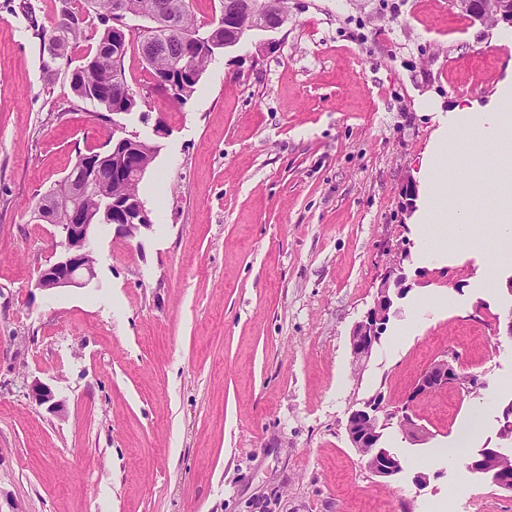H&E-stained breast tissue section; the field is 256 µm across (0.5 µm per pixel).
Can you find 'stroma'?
<instances>
[{
	"instance_id": "35a3bbf8",
	"label": "stroma",
	"mask_w": 512,
	"mask_h": 512,
	"mask_svg": "<svg viewBox=\"0 0 512 512\" xmlns=\"http://www.w3.org/2000/svg\"><path fill=\"white\" fill-rule=\"evenodd\" d=\"M66 7L77 0H0V512H432L444 499L512 512L467 467L499 446L512 403V337L497 327L512 269L493 245L420 265L411 233L436 127L420 104L493 100L512 82V28L450 0H288L281 29L218 50L183 104L152 93L129 47L139 101L119 120L157 148L139 185L152 225L130 239L101 227L96 278L46 292L51 227L33 211L112 135L70 86L94 39L42 69L34 31ZM397 264L405 290L356 364L352 330ZM482 266L497 272L472 288ZM451 349L485 388L410 399ZM35 379L63 415L30 402ZM376 395L425 430L385 429L402 465L388 482L346 431Z\"/></svg>"
}]
</instances>
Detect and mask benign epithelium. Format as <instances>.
I'll use <instances>...</instances> for the list:
<instances>
[{"mask_svg": "<svg viewBox=\"0 0 512 512\" xmlns=\"http://www.w3.org/2000/svg\"><path fill=\"white\" fill-rule=\"evenodd\" d=\"M231 5L236 13L248 10L254 15L255 30L273 32L284 26L278 16L276 0H231ZM453 5L471 12L477 20L491 16L495 21L512 27V0H454ZM111 141L126 147L124 152L112 156V169L132 183L140 182L148 171V167L140 160V151L145 147L154 154L156 146L140 139L136 134L128 133L123 124L115 119L112 120ZM102 160L103 152L100 150L85 155L81 170L86 179H97L103 168ZM104 211L109 225L115 226V233L119 236L133 238L141 230L151 227L149 211L137 194L120 200H108ZM51 226L55 229V236L59 238L56 246L60 251L54 260L47 261L39 269L35 286L43 291L87 286L96 277L94 239L99 225L88 221L80 197L76 195L61 213V221L53 222ZM403 281L404 276L396 267L389 268L380 276L374 305L366 318L356 324L350 338L356 363L365 361L380 340L393 305L392 292ZM460 376L458 355L452 351L445 353L417 379L409 401L412 402L440 387H457ZM26 387L28 398L36 405H45L49 412L57 415L64 411V402L56 399L47 384L34 379ZM394 422L411 439L418 438L423 433V428L402 407L387 410L380 404H367L361 409L351 411L347 421V435L351 446L358 451L364 448L376 449L374 454H364L362 458L371 473L384 479H390L402 470L399 459L381 446L382 430Z\"/></svg>", "mask_w": 512, "mask_h": 512, "instance_id": "obj_1", "label": "benign epithelium"}]
</instances>
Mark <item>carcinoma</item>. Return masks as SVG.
<instances>
[{"label":"carcinoma","instance_id":"1","mask_svg":"<svg viewBox=\"0 0 512 512\" xmlns=\"http://www.w3.org/2000/svg\"><path fill=\"white\" fill-rule=\"evenodd\" d=\"M81 8L71 11L68 21L58 22L51 30L39 33L41 41L55 43L58 53L53 61L42 59L43 70L50 74L59 61L68 57V50L83 35L87 21L96 22L97 41L82 59V64L71 72L70 85L75 97L85 103L97 105L111 115L132 111L137 100L127 96L128 84L123 67L124 57L130 44L142 48L144 33L135 27L124 42L114 40L116 17L114 0H79ZM192 0H124L125 19L128 22L151 20L156 11L168 8L172 29L168 39L180 43V49L172 46L153 56H143L151 70L154 89L175 102H184L196 92V86L212 60L214 51L198 43L194 36L201 34L202 27L191 10ZM138 188L131 187L123 179L102 174L92 188L86 190L83 205L96 223H104L103 208L107 197H125Z\"/></svg>","mask_w":512,"mask_h":512}]
</instances>
